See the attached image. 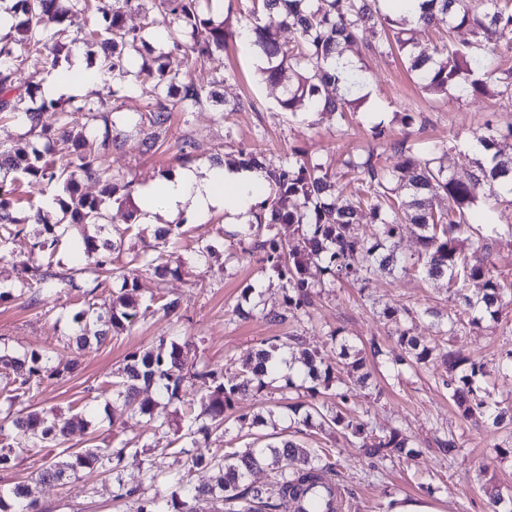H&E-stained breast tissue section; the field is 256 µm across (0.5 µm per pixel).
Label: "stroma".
Masks as SVG:
<instances>
[{"label": "stroma", "mask_w": 512, "mask_h": 512, "mask_svg": "<svg viewBox=\"0 0 512 512\" xmlns=\"http://www.w3.org/2000/svg\"><path fill=\"white\" fill-rule=\"evenodd\" d=\"M344 53L366 79L372 111H357L344 118L330 112H315L304 119L292 116L279 105L283 84L263 81L254 51L233 40L206 68L194 70L193 77L204 86L213 78L223 77L225 100L250 99L254 110L225 116L216 107L207 106L186 117L175 114L166 152L148 153L137 140H130L109 159L113 175L142 187L161 178L165 170H179L176 155L186 134L198 142L192 166L202 177L211 173V158L217 150L234 155L256 146L266 148L268 156L275 160L299 150L325 164L330 172L340 174L344 159L373 146L371 127L380 121L392 138L405 137L424 148L448 144L444 163L449 171L457 172L479 159L478 138L487 121L512 125V101L490 96L464 97L455 89L445 94L427 93L397 54L370 51L361 41L346 47ZM94 69V64L82 68L62 55L54 64L20 67L16 84L42 95L63 76L75 79L82 71ZM405 112L418 113L413 128L403 127L400 117ZM182 221L187 234L170 252L172 260L186 263L181 276L161 281L153 274H143L139 296L145 303L161 291L180 296L183 319L173 322L151 307L146 319L131 332L80 354L69 348L68 339L74 329L72 316L82 307V299L55 297L45 306H28L25 299L13 295L16 268L7 248L0 247V291L6 294L0 301V348L15 356L33 350L48 352L54 366L73 359L78 362L73 372L43 378L24 396V405L49 415L69 416L88 410L94 413L87 431L74 433L65 444L51 448L30 447L24 436L11 432L9 441L19 448L20 455L11 468L0 469V488L19 482L30 484L43 512H131L129 506L113 500L112 475L104 469L88 470L58 484L40 485L32 478L43 463L61 460L92 443L106 446L113 433L124 438L146 435L144 417L118 406L106 407L103 393L117 381L118 370L129 352L157 346L163 339L184 342L187 364L213 368L224 367L230 360L244 362L261 340L293 331L302 336L307 347L329 356L334 353L328 336L332 330L356 344L374 337L391 347L395 344V325L381 313L389 305L419 311L414 335L463 356L494 362L504 350L512 349V302L503 306L499 320H484L481 328L462 336L440 335L436 322L455 313L457 299L449 292L446 281L429 279L417 269L420 244L414 226H407L397 240L396 252L407 261V270L378 275L366 282L343 283L318 298L301 320L275 324L259 317L242 319L234 311L246 287L255 288L267 303L281 300L278 282L259 255H242L237 225L225 223L220 212L189 214ZM460 239L468 252L477 244H487L490 261L505 280L512 281V203L507 198L479 196L468 212ZM200 240L214 242L220 254L234 252L241 259L223 271L188 264L191 250ZM350 398L358 402L360 411L378 430L399 428L410 435L421 454L409 462L386 465L377 473L370 469L360 450L345 440L320 435L306 438L308 447L333 449L336 479L348 495L347 512H386L388 501L394 497L426 498L440 512H458L462 504L468 512H491L477 479L484 464L489 465L496 484L512 493V458L494 457L496 445L512 442V427L461 420L433 370L407 369L397 377L384 368H373L368 387H353ZM264 432V427L234 422L221 438L197 444L185 433H171L166 437L167 448H142L128 454L121 476L127 485H140L148 460H155L158 477L153 491L162 497L170 492L169 478L179 449L193 447L209 456L228 443L244 447ZM447 433L458 437L465 460L450 459L440 450L437 442Z\"/></svg>", "instance_id": "35a3bbf8"}]
</instances>
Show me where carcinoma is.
Wrapping results in <instances>:
<instances>
[{"instance_id":"1","label":"carcinoma","mask_w":512,"mask_h":512,"mask_svg":"<svg viewBox=\"0 0 512 512\" xmlns=\"http://www.w3.org/2000/svg\"><path fill=\"white\" fill-rule=\"evenodd\" d=\"M210 0H158L157 11L144 16L139 27L129 26L126 16L142 10V0H115L112 14L100 20L91 17L90 0H10L0 7L16 20L18 39L0 38V120L26 119L30 126L38 124L40 115L52 112L54 125L40 131L46 140L39 149L19 141L6 147L0 144V243L21 244L25 250L15 254L20 276V294H30V301L40 297L68 296L85 298L84 307L74 313L72 341L84 350L94 343L102 346L124 332L131 331L145 318L149 307L136 297L138 273L154 270L161 276L178 277L185 262L171 266L165 248L180 238L182 224H167L155 230V242L127 256L126 262L115 264L118 245L105 236L108 208L118 192L130 201L137 192L135 182L120 180L108 173L106 157L112 149L122 146L127 137L117 127L118 111L105 112L101 105L88 99L67 100L42 97L35 107L20 111L23 96L15 85L18 68L37 65L47 54L64 47L63 41L82 47L90 59L99 60V69L112 76L110 96L113 101L125 97L130 86H137L145 105L140 118L127 121L142 137V143L162 147L167 138L172 114H189L207 103H218L224 112L254 109L248 99L231 103L218 96L214 88L196 83L189 66H204L217 52L224 51L227 40L236 36L224 22L216 21L205 10ZM252 8L242 28L252 34L250 47L266 62L261 74L278 79L288 69L294 81L285 88L281 108L293 115L308 112L345 114L356 108L360 99L355 93L363 78L355 68L338 70L336 63L344 48L357 41L380 53L396 52L414 72L420 87L430 93H444L450 87L471 96L492 95L512 100V69L488 70L475 55L495 59L503 45L512 44V0H422V13L417 24L431 25L437 15L448 17V28H468L476 41L463 46L444 44L428 53L417 48L411 30L404 23L382 15L377 0H317L313 7L308 0H251ZM296 31L299 40L286 47L277 38V31ZM163 36L160 52L147 37ZM333 86L336 97L321 96V88ZM90 135L98 141L96 152L80 150V140ZM373 137L391 148L408 153L405 167L398 174L386 171L380 154L370 150L363 156L343 161L346 171L357 181L355 201L348 206L335 202L334 175L321 163L299 152L277 164L267 159L262 149L243 150L234 165L259 169L266 175L268 195L252 208L255 223L243 228L248 240L244 252L261 254V260L279 282L282 302L277 307L262 309L263 317L282 323L297 319L313 305L317 289L334 288L348 279L364 278L377 271H390L396 266L395 239L403 225L414 224L423 248L422 272L431 279L445 278L456 286L463 312L478 310L494 318L505 297L512 296V283L507 285L484 260L468 256L461 248L459 234L467 224L469 207L484 190L494 196L512 195V157H505L500 142L512 139V125L504 129L486 124L480 144L489 156L471 170L448 173L443 156L448 147L436 145L420 155L408 140H390L388 131L377 124ZM26 180L32 187L54 190L51 197L76 230L80 241L76 253L77 268H64L54 261L61 234L58 224L49 222L43 208L30 205L24 217L14 215L15 193ZM84 181L101 184L99 194L80 193ZM377 224L375 233L366 239L356 227L364 213ZM277 224H292L298 240L291 246L272 234ZM218 252L211 242L200 241L193 248L190 260L196 265H210ZM363 256L366 265L353 266L356 256ZM316 266L323 275L310 280L309 267ZM112 278L122 280L121 292L111 295L109 303L98 307V291ZM471 280L482 282L483 294L473 301L464 294ZM159 309L170 319L183 317L177 297L157 298ZM332 344L340 346L339 356L347 361L348 372L358 374V382L370 377L366 358L361 351L330 332ZM399 350L385 351L377 340L370 341L372 357L384 356L397 365L432 364L443 366L447 377L442 384L450 399L465 419L486 418L494 424L512 419V412L501 406L493 394L480 385L489 374L486 363L463 358L453 350L439 351L423 344L407 329L398 332ZM49 356L33 351L24 358L0 355V373L13 385V395L4 416H0V469L13 466L19 449L4 441L5 431L12 428L27 436L39 448L57 446L68 438L73 420L48 418L26 406L15 408L20 396L29 392L45 373ZM156 387L165 400L163 411L157 402L140 399L142 390ZM190 386L198 387L206 399L204 421L198 422L191 434L208 439L224 428L235 407L237 396L246 391L257 395L275 391H294L297 400L287 404L292 414H302L303 426L316 434L343 437L358 447L377 468L386 463L406 461L419 454L400 429L379 434L350 402V387L330 359L317 350L302 346L294 333L272 336L260 342L241 370L238 381L224 383V372L204 365L188 367L182 359V348L174 340L161 341L158 346L129 353L124 358L119 380L113 383L112 398L123 402L148 417L153 436L161 439L171 427L170 416L187 406L185 394ZM113 446L102 452L99 446L83 448L65 461L44 464L35 480L51 483L64 477L96 467L115 474L113 499L131 501L133 512H197L194 502L208 497L214 512H341L342 492L334 478L329 455L308 448L297 439L283 438L262 443L257 438L242 448H227L211 457H190L194 468L212 471V483L195 487L187 475L178 471L172 477L168 495L145 496L141 486L128 487L120 477V467L127 450L137 448L140 441L113 437ZM264 466L271 471V485L248 482L253 470ZM0 512H42L37 500L30 497L25 485L0 491Z\"/></svg>"}]
</instances>
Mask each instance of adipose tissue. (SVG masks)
Returning a JSON list of instances; mask_svg holds the SVG:
<instances>
[{"label":"adipose tissue","instance_id":"adipose-tissue-1","mask_svg":"<svg viewBox=\"0 0 512 512\" xmlns=\"http://www.w3.org/2000/svg\"><path fill=\"white\" fill-rule=\"evenodd\" d=\"M267 186L263 172L234 166L211 172L209 178H197L184 169L158 180L138 192L142 223L154 221L156 208H163L170 218L189 212L206 213L218 209L228 224H246L251 209Z\"/></svg>","mask_w":512,"mask_h":512}]
</instances>
